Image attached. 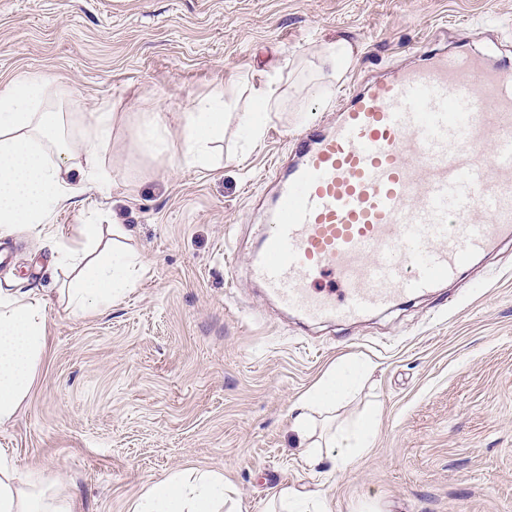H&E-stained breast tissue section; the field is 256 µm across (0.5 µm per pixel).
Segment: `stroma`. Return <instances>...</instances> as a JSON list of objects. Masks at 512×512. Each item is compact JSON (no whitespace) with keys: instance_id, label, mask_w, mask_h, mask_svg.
I'll list each match as a JSON object with an SVG mask.
<instances>
[{"instance_id":"obj_1","label":"stroma","mask_w":512,"mask_h":512,"mask_svg":"<svg viewBox=\"0 0 512 512\" xmlns=\"http://www.w3.org/2000/svg\"><path fill=\"white\" fill-rule=\"evenodd\" d=\"M431 34L452 52L512 58V0H0V80L43 72L78 111L122 117L110 193L57 212L54 233L121 224L145 266L101 314L50 307L46 358L0 426L16 470L66 489L75 512H128L154 481L196 467L223 472L230 512H264L284 487L318 493L329 512H512V247L358 325L304 328L251 276L266 232L255 204L335 104L284 99L255 148L228 120L211 168H175L134 138L152 105L174 126L215 84L246 102L288 59L310 79L312 49L337 36L356 47L341 94L352 77L414 65ZM0 248L13 254L1 285L66 286L34 234ZM341 364L361 379L337 422L379 413L372 447L340 471L335 451L310 461L291 426L299 397Z\"/></svg>"}]
</instances>
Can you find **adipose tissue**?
I'll return each mask as SVG.
<instances>
[{"label": "adipose tissue", "instance_id": "1", "mask_svg": "<svg viewBox=\"0 0 512 512\" xmlns=\"http://www.w3.org/2000/svg\"><path fill=\"white\" fill-rule=\"evenodd\" d=\"M313 55L320 63L321 103H328L336 80L355 61L347 38L322 43ZM303 84L275 78L251 88L249 104L237 126L251 144L263 128L257 115L279 111L286 92ZM227 84L212 87L192 101L171 129L155 112L141 113V127L151 149L181 167H206L224 134ZM118 117L108 109L79 112L73 90L43 73L25 72L0 82V235L37 233L71 271L64 290L66 312L87 317L111 309L135 281V256L105 240L98 224L79 228V244H63L49 232L59 210L76 207L84 194L109 192L112 170L106 155ZM48 303L37 289L0 286V426L14 422L46 354ZM352 385L350 377L329 372L302 396L292 429L302 446L334 448L337 468H344L369 439L343 430H320L319 419ZM0 512H75L69 493L47 484L38 474H21L0 448ZM129 512H224V475L214 469L177 470L151 484L133 500Z\"/></svg>", "mask_w": 512, "mask_h": 512}]
</instances>
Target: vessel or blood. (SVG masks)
Returning a JSON list of instances; mask_svg holds the SVG:
<instances>
[{
    "label": "vessel or blood",
    "mask_w": 512,
    "mask_h": 512,
    "mask_svg": "<svg viewBox=\"0 0 512 512\" xmlns=\"http://www.w3.org/2000/svg\"><path fill=\"white\" fill-rule=\"evenodd\" d=\"M420 51L351 81L271 174L252 277L302 320L357 323L512 246V61Z\"/></svg>",
    "instance_id": "b4317fda"
}]
</instances>
